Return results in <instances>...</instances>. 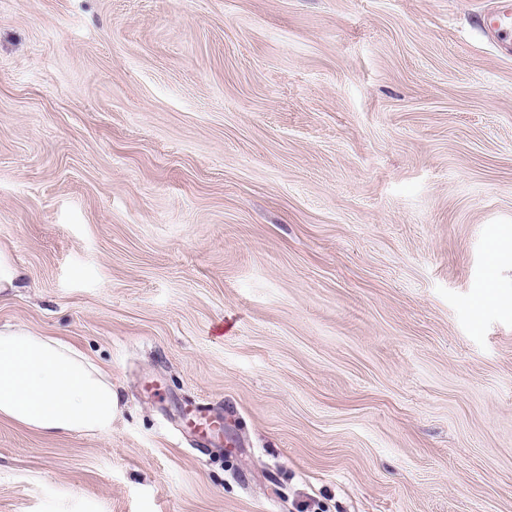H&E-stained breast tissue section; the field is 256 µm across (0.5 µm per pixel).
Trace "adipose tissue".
<instances>
[{
  "label": "adipose tissue",
  "mask_w": 512,
  "mask_h": 512,
  "mask_svg": "<svg viewBox=\"0 0 512 512\" xmlns=\"http://www.w3.org/2000/svg\"><path fill=\"white\" fill-rule=\"evenodd\" d=\"M116 406L111 380L79 351L0 328V416L44 434H102Z\"/></svg>",
  "instance_id": "1"
}]
</instances>
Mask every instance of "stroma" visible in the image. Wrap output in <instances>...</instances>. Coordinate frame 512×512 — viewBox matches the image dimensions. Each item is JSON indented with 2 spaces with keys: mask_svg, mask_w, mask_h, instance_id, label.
<instances>
[{
  "mask_svg": "<svg viewBox=\"0 0 512 512\" xmlns=\"http://www.w3.org/2000/svg\"><path fill=\"white\" fill-rule=\"evenodd\" d=\"M502 3L0 0V327L117 400L0 512H512ZM484 26L494 34L508 38H512V8L510 4H504L496 13L485 19ZM185 416L192 424L193 429H197L198 432L219 433L224 430L223 423L219 418L210 415L200 407L193 406L186 409Z\"/></svg>",
  "mask_w": 512,
  "mask_h": 512,
  "instance_id": "1",
  "label": "stroma"
}]
</instances>
